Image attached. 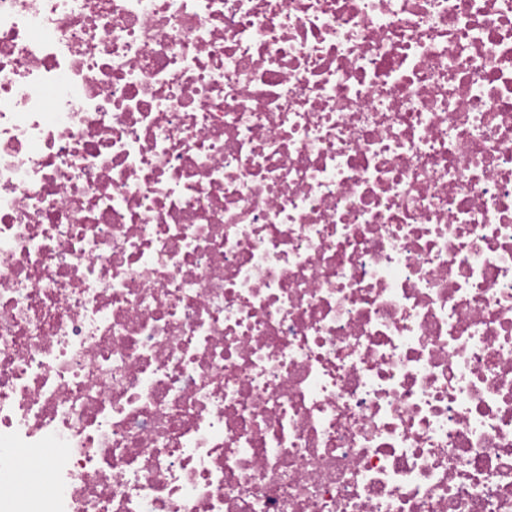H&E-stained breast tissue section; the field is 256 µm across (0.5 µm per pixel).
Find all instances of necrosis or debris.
I'll list each match as a JSON object with an SVG mask.
<instances>
[{
    "instance_id": "necrosis-or-debris-1",
    "label": "necrosis or debris",
    "mask_w": 512,
    "mask_h": 512,
    "mask_svg": "<svg viewBox=\"0 0 512 512\" xmlns=\"http://www.w3.org/2000/svg\"><path fill=\"white\" fill-rule=\"evenodd\" d=\"M0 512H512V0H0Z\"/></svg>"
}]
</instances>
